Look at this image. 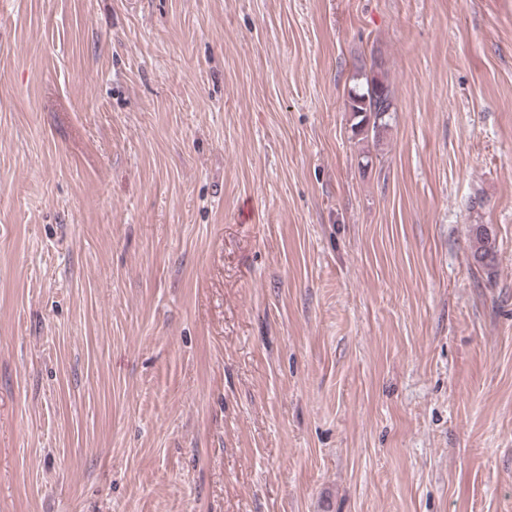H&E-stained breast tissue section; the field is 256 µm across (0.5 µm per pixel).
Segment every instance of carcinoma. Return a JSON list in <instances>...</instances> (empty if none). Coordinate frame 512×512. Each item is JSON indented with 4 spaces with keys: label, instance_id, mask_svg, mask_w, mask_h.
<instances>
[{
    "label": "carcinoma",
    "instance_id": "1",
    "mask_svg": "<svg viewBox=\"0 0 512 512\" xmlns=\"http://www.w3.org/2000/svg\"><path fill=\"white\" fill-rule=\"evenodd\" d=\"M345 110L350 114L354 136L361 141H380L396 112L394 90L382 56L374 54L370 63L354 67ZM471 257L478 270L488 276L494 273L497 254L483 224L473 227Z\"/></svg>",
    "mask_w": 512,
    "mask_h": 512
}]
</instances>
